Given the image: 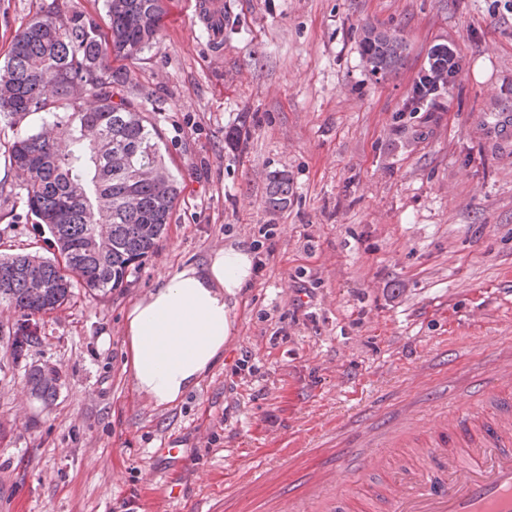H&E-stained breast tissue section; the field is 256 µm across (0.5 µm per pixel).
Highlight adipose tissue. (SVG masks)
Masks as SVG:
<instances>
[{"label":"adipose tissue","instance_id":"adipose-tissue-1","mask_svg":"<svg viewBox=\"0 0 512 512\" xmlns=\"http://www.w3.org/2000/svg\"><path fill=\"white\" fill-rule=\"evenodd\" d=\"M253 255L227 246L186 264L129 309L127 365L155 405L197 388L219 361L232 332L229 303L252 278Z\"/></svg>","mask_w":512,"mask_h":512}]
</instances>
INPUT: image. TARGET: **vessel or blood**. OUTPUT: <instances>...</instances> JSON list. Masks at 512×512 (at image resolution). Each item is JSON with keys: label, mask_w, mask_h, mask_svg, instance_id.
Here are the masks:
<instances>
[{"label": "vessel or blood", "mask_w": 512, "mask_h": 512, "mask_svg": "<svg viewBox=\"0 0 512 512\" xmlns=\"http://www.w3.org/2000/svg\"><path fill=\"white\" fill-rule=\"evenodd\" d=\"M511 381L507 358L480 388L481 416L411 411L375 429L369 442L347 451L336 478L307 482L302 492L280 499L278 512H512V397L501 392ZM430 429L435 443L417 462L387 478L381 495L365 489L378 449L410 447Z\"/></svg>", "instance_id": "obj_1"}]
</instances>
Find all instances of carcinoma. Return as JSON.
Returning <instances> with one entry per match:
<instances>
[{"label":"carcinoma","mask_w":512,"mask_h":512,"mask_svg":"<svg viewBox=\"0 0 512 512\" xmlns=\"http://www.w3.org/2000/svg\"><path fill=\"white\" fill-rule=\"evenodd\" d=\"M168 0H104L103 23L92 16H62L49 11L14 35L0 65V115L19 125L41 115L55 128L51 139L41 131L19 134L9 148L11 167L24 163L26 204L54 239L57 256L0 257V303L13 307L19 320L8 331L17 361L40 343L37 318L67 303L73 279L105 297L140 270L158 247L182 184L174 175L159 187L149 173L165 169L157 128L145 115L149 94H131L110 68L112 60H137L159 38ZM363 57L374 76L386 77L403 58L398 31L363 28ZM461 56L444 44L429 55V69L441 86L452 85ZM433 83L421 76L413 88L411 111L433 104ZM288 176L270 180L267 203H288ZM103 244L99 257L77 254L87 238ZM44 279L48 300L31 298L26 274ZM32 392L50 405L60 374L53 367L27 371Z\"/></svg>","instance_id":"carcinoma-1"}]
</instances>
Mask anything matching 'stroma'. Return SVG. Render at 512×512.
Wrapping results in <instances>:
<instances>
[{
	"mask_svg": "<svg viewBox=\"0 0 512 512\" xmlns=\"http://www.w3.org/2000/svg\"><path fill=\"white\" fill-rule=\"evenodd\" d=\"M196 0H172L159 40L114 62L148 90L149 118L183 191L158 250L101 298L75 286L41 316V342L13 360L17 313L0 305V512H240L226 478L258 503L326 465L324 434L347 438L432 396L466 404L512 346V12L488 0H225L217 31ZM100 15L102 0H0V62L16 30L50 7ZM400 29L405 61L373 77L365 23ZM463 58L433 112L404 103L431 48ZM247 132L240 146L227 133ZM0 118V256L53 257L25 203ZM286 206L266 204L274 173ZM238 245L261 260L232 309L233 332L198 388L154 407L125 366V315L183 264ZM247 369H240L241 357ZM60 373L52 405L30 366ZM180 500L149 469L160 448ZM298 460L274 483L258 462Z\"/></svg>",
	"mask_w": 512,
	"mask_h": 512,
	"instance_id": "1",
	"label": "stroma"
}]
</instances>
